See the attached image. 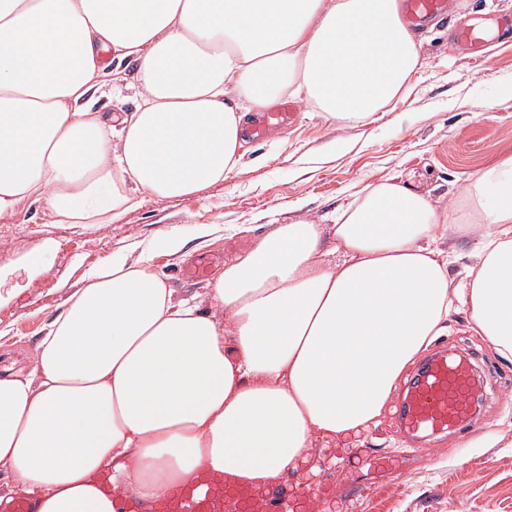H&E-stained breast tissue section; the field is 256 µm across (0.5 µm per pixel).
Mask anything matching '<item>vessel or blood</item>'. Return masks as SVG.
I'll return each instance as SVG.
<instances>
[{
    "label": "vessel or blood",
    "instance_id": "1",
    "mask_svg": "<svg viewBox=\"0 0 512 512\" xmlns=\"http://www.w3.org/2000/svg\"><path fill=\"white\" fill-rule=\"evenodd\" d=\"M400 4L402 18L411 27L448 13L447 0H400ZM494 30L512 33V14L499 15L490 28L461 21L455 25L453 37L459 46L476 55ZM297 109L296 103H284L277 111L263 113L261 121L246 128L244 134L254 140L265 137L271 130L287 126ZM486 383V378L477 376L469 358L432 356L413 382L400 412V424L407 439L413 441L447 432L452 427L473 425L471 396ZM181 512H293V498L283 490L257 496L249 489L237 488L221 498L207 492H190L183 498Z\"/></svg>",
    "mask_w": 512,
    "mask_h": 512
}]
</instances>
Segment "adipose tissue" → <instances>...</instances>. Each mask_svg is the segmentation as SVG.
Segmentation results:
<instances>
[{
    "label": "adipose tissue",
    "instance_id": "obj_1",
    "mask_svg": "<svg viewBox=\"0 0 512 512\" xmlns=\"http://www.w3.org/2000/svg\"><path fill=\"white\" fill-rule=\"evenodd\" d=\"M134 66L136 106L109 60ZM420 43L398 0H0V216L45 201L109 224L136 190L190 197L239 162L241 112L289 96L358 123L399 99ZM475 238L465 282L436 245ZM323 228L279 225L175 297L145 257L94 272L26 368L0 374V473L34 512H176L263 489L313 436L360 435L457 307L512 359V154L447 210L387 179Z\"/></svg>",
    "mask_w": 512,
    "mask_h": 512
}]
</instances>
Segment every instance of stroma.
<instances>
[{"instance_id": "35a3bbf8", "label": "stroma", "mask_w": 512, "mask_h": 512, "mask_svg": "<svg viewBox=\"0 0 512 512\" xmlns=\"http://www.w3.org/2000/svg\"><path fill=\"white\" fill-rule=\"evenodd\" d=\"M421 68L403 100L364 122H331L303 107L288 132L244 140L231 177L189 198L139 193L110 224H61L45 203L0 218V372L25 367L45 326L108 260L146 255L176 297L203 292L185 279L198 257L232 259L275 225L311 220L331 226L339 206L367 184L392 177L447 205L467 175L512 152V45L493 40L475 62L454 45L447 18L424 23ZM163 233L184 253L154 250ZM455 313L435 346L473 354L495 389L475 426L439 438L430 451H406L395 423L409 365L376 426L351 440L315 439L309 462L283 480L320 494L321 512H512V361ZM390 458L389 470L369 464Z\"/></svg>"}]
</instances>
